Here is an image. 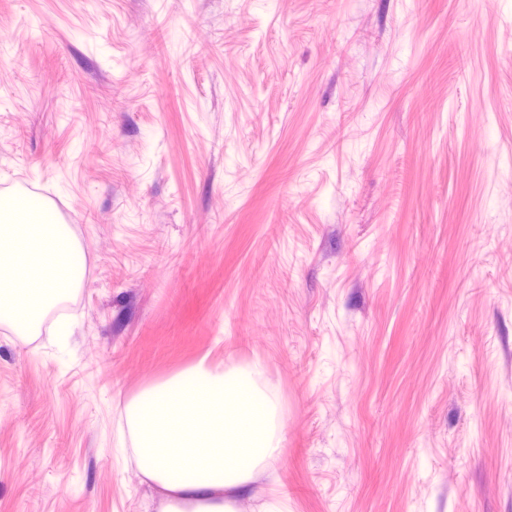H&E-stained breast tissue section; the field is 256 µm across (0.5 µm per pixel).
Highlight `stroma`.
<instances>
[{
	"label": "stroma",
	"mask_w": 512,
	"mask_h": 512,
	"mask_svg": "<svg viewBox=\"0 0 512 512\" xmlns=\"http://www.w3.org/2000/svg\"><path fill=\"white\" fill-rule=\"evenodd\" d=\"M86 260L0 322V512H157L123 408L256 362L281 512H512V0H0V198Z\"/></svg>",
	"instance_id": "stroma-1"
}]
</instances>
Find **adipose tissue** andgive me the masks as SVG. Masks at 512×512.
<instances>
[{"label":"adipose tissue","instance_id":"adipose-tissue-1","mask_svg":"<svg viewBox=\"0 0 512 512\" xmlns=\"http://www.w3.org/2000/svg\"><path fill=\"white\" fill-rule=\"evenodd\" d=\"M23 224H0V321L33 328L41 310L84 280V257L62 224L38 203ZM144 481L162 496L160 512H238L256 474L279 458L284 424L272 392L250 371L207 358L145 388L125 406Z\"/></svg>","mask_w":512,"mask_h":512}]
</instances>
